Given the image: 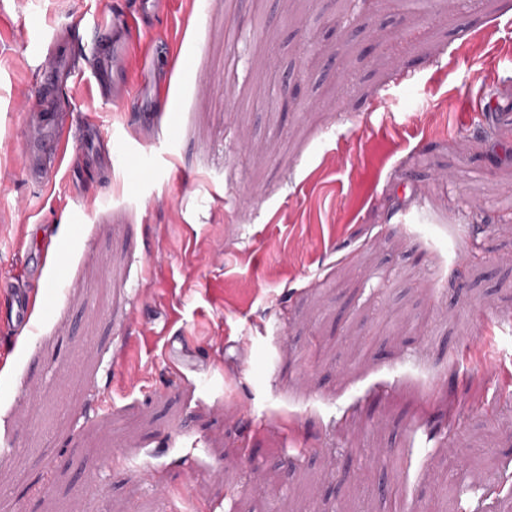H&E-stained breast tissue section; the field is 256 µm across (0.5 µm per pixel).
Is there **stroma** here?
Returning a JSON list of instances; mask_svg holds the SVG:
<instances>
[{
	"label": "stroma",
	"instance_id": "stroma-1",
	"mask_svg": "<svg viewBox=\"0 0 512 512\" xmlns=\"http://www.w3.org/2000/svg\"><path fill=\"white\" fill-rule=\"evenodd\" d=\"M126 12L117 109L91 33ZM53 35L71 148L114 160L42 188ZM0 279L39 310L0 324V512H172L202 472V512H441L466 477L458 512H512V0H0ZM52 43L47 45V51L53 57L54 63L41 72L35 103L32 107V112L40 113L46 132L44 135L37 133L34 139L27 140L25 149L28 169L32 178L36 180L44 176L42 166L44 157H51L58 164L70 147L71 131L64 123L59 122L57 117L59 86L56 77L58 72L63 68L72 75L81 70L70 51L55 50V48L52 50Z\"/></svg>",
	"mask_w": 512,
	"mask_h": 512
}]
</instances>
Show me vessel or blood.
<instances>
[{
    "instance_id": "1",
    "label": "vessel or blood",
    "mask_w": 512,
    "mask_h": 512,
    "mask_svg": "<svg viewBox=\"0 0 512 512\" xmlns=\"http://www.w3.org/2000/svg\"><path fill=\"white\" fill-rule=\"evenodd\" d=\"M138 26L139 18L134 14L110 15L94 21L93 47L98 56L94 79L101 95L116 104L121 103L130 92L124 80L125 59L129 52L128 35ZM52 57L53 65L45 68L38 80L33 105L34 111L42 117L45 131L27 140L25 149L27 166L36 180L44 176V157L62 161L70 147L71 131L57 117V75L62 69L71 74L77 73L79 66L70 51L56 49ZM31 302L29 292L11 289L8 308L0 310V323L16 328L25 327L29 322Z\"/></svg>"
}]
</instances>
